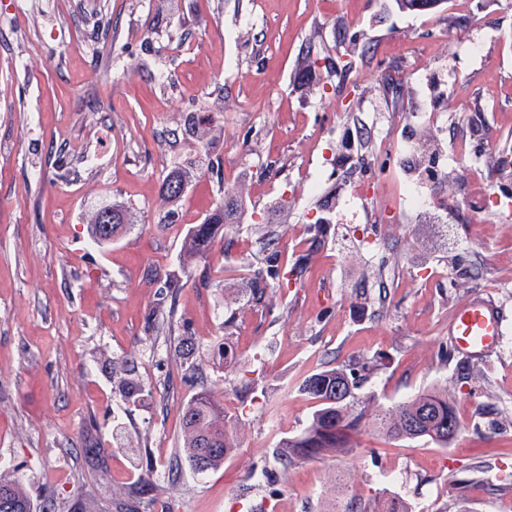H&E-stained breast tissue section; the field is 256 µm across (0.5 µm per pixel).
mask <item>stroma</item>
Listing matches in <instances>:
<instances>
[{
	"label": "stroma",
	"instance_id": "1",
	"mask_svg": "<svg viewBox=\"0 0 512 512\" xmlns=\"http://www.w3.org/2000/svg\"><path fill=\"white\" fill-rule=\"evenodd\" d=\"M462 142L512 150V0L425 15L395 0H0V478L35 512H148L145 483L169 512H512V217L498 186L472 183L476 157L454 158ZM407 146L446 171L419 209ZM204 151L221 174L199 168L169 207L166 175ZM221 186L242 200L235 245L205 264L181 244ZM101 200L131 222L107 246L87 233ZM265 224L307 271L256 304L245 265ZM476 296L502 310L500 346L441 361ZM337 365L369 366L359 394L385 408L447 390L460 434L391 440L367 416L349 455L281 465L315 409L300 384ZM125 366L143 383L132 398ZM204 389L236 447L199 477L181 410ZM256 466L268 477L252 485Z\"/></svg>",
	"mask_w": 512,
	"mask_h": 512
}]
</instances>
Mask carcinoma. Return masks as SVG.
I'll return each instance as SVG.
<instances>
[{
    "instance_id": "1",
    "label": "carcinoma",
    "mask_w": 512,
    "mask_h": 512,
    "mask_svg": "<svg viewBox=\"0 0 512 512\" xmlns=\"http://www.w3.org/2000/svg\"><path fill=\"white\" fill-rule=\"evenodd\" d=\"M193 162L174 167L166 176L163 192L167 203L175 205L182 196L177 186L188 189L193 178ZM234 208L219 197L202 223L193 225L182 244V251L208 261L215 237L222 225L233 218ZM127 210L115 202H103L95 209L89 224L92 241L101 246L110 243L125 229ZM267 243L262 257L248 264L251 272L252 299L258 303L267 290L280 281L290 282L306 271L304 259L288 268L280 262L279 236L264 229ZM366 375L361 370L335 366L307 377L300 390L317 401L309 425L298 435L283 439L276 451L278 460L288 465L297 459L335 457L354 449L353 434L359 429L369 406L361 405L356 391ZM377 429L393 438L428 437L448 446L461 432L448 393L425 391L393 409L374 407ZM231 418L207 390L198 392L185 406L182 415L181 451L197 475L204 477L224 465L234 448L229 435ZM0 512H33L27 492L16 480L0 479Z\"/></svg>"
}]
</instances>
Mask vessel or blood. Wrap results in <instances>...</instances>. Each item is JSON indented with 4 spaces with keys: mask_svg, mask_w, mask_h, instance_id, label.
I'll return each mask as SVG.
<instances>
[{
    "mask_svg": "<svg viewBox=\"0 0 512 512\" xmlns=\"http://www.w3.org/2000/svg\"><path fill=\"white\" fill-rule=\"evenodd\" d=\"M502 321L490 300L476 297L457 312L450 336L457 350L473 352L496 347L500 341Z\"/></svg>",
    "mask_w": 512,
    "mask_h": 512,
    "instance_id": "obj_1",
    "label": "vessel or blood"
}]
</instances>
